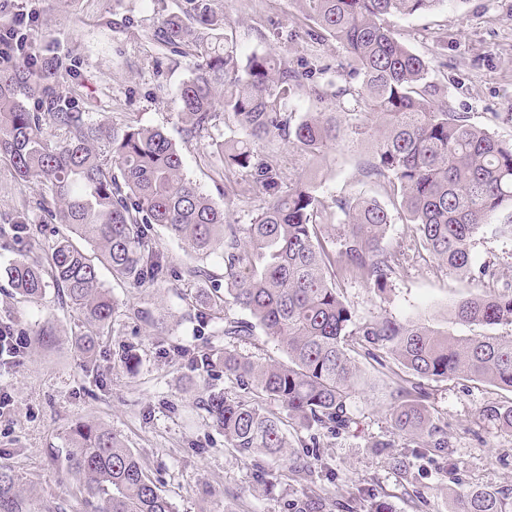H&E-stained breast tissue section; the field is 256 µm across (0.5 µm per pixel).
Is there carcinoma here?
Wrapping results in <instances>:
<instances>
[{"instance_id": "cac0c4a2", "label": "carcinoma", "mask_w": 512, "mask_h": 512, "mask_svg": "<svg viewBox=\"0 0 512 512\" xmlns=\"http://www.w3.org/2000/svg\"><path fill=\"white\" fill-rule=\"evenodd\" d=\"M295 2L313 23L309 38L329 36L342 45L336 75L313 83L274 47L241 58L224 32V18L206 0H195L197 26L173 15L159 32L164 46L194 60L176 99L186 132L209 131L218 105L241 132L230 142H215L217 175L226 181L238 171L250 182L261 207L248 224L236 223L229 206L213 202L186 177L162 130L94 124L76 98L54 95L53 83L69 68L54 41L36 53L17 52L0 68V156L9 158L19 179L48 189L56 201L54 221L98 252L94 261L62 236L47 263L22 257L9 264L8 282L29 299L50 286L62 290L83 317L79 342L86 349L116 310L97 263L134 287L177 280L180 272L155 245L156 226L200 261L219 255L224 286L214 288L212 299L251 317H223L224 335L242 339L260 329L287 355L285 362L259 364L224 351V376L244 395L209 390L198 402L246 458L292 457L280 419L263 406L267 399L307 428L332 435L350 428V398L360 374L349 336L358 337L369 357L391 355L409 376L466 377L512 392L511 335L457 337L389 316L357 322L335 283L339 270L377 294L387 290L402 269L384 244L391 207L414 225L415 245L437 265L481 283L494 273L486 264L473 267L474 239L488 232L512 238V220L494 221L504 204H512V144L437 102L440 88L428 81L425 60L384 24L388 16L430 12L446 0ZM344 75L359 82L341 85ZM304 96L332 103L336 111L298 115L294 103ZM346 130L373 137L365 173L383 185L389 204L366 197L346 201L338 205L346 220L335 225L314 179L299 176L282 190L286 176L277 157L257 147L278 137L322 158ZM29 225L28 212L16 213L9 223L13 238H23ZM325 229L331 231L328 243ZM451 316L464 324L512 326V285L479 290L459 301ZM406 383L393 373L392 434L418 447H448V431L410 398ZM480 414L512 433V404L489 403ZM54 454L82 477L81 491L94 512H176L130 449L100 424L75 422ZM0 512H28L15 475L1 468ZM285 512H325V504L297 498L285 503ZM454 512L505 510L497 494L473 490L455 496Z\"/></svg>"}]
</instances>
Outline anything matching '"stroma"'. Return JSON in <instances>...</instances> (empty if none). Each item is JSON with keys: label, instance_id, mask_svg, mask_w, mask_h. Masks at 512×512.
<instances>
[{"label": "stroma", "instance_id": "35a3bbf8", "mask_svg": "<svg viewBox=\"0 0 512 512\" xmlns=\"http://www.w3.org/2000/svg\"><path fill=\"white\" fill-rule=\"evenodd\" d=\"M226 19L225 30L241 55L269 46L313 65L336 67L341 44L327 38L310 41L296 0H208ZM11 11L36 15L34 39L52 33L71 71L57 87H77L80 109L95 123L162 129L183 161L184 174L215 202L224 200L217 178L218 156L210 136H188L175 99L190 76V59L173 54L158 39L171 14L189 17V0H9ZM394 36L429 66V79L454 112L468 113L473 125L512 143V0H448L434 11L386 20ZM286 172L315 178L329 206L367 196L385 201L382 187L364 167L372 143L345 136L326 159L313 158L275 141ZM38 188L20 181L0 156V224L19 207L32 222L23 241L0 236V323L23 330L29 346L19 361L0 357V388L12 404L0 413V467L12 470L34 512H92L78 478L54 461L50 448L60 443L75 421L91 420L117 433L178 512H282L286 500L317 495L325 512H366L370 499L388 501L393 512H452L455 493L485 489L512 495V435L482 419L490 402L512 393L483 382L451 377L422 380L421 399L435 423L448 431L445 448L415 447L396 439L394 447L374 449L390 431L391 357L382 362L360 358L363 381L354 390L350 429L333 436L286 421L293 451L317 445L321 464L295 471L289 461L258 455L243 457L224 442L196 405L206 389L236 392L224 375L221 358L231 349L252 360L282 361L286 355L263 332L230 341L221 321L195 319L189 301L206 300L212 277L224 274L219 258L206 262L212 276L188 275L195 261L163 228H156L159 249L182 276L167 284L132 287L100 268L104 288L119 308L93 352L75 343L81 322L62 302L56 288L36 300L10 286L4 268L24 255L43 257L63 225L38 208ZM413 225L393 215L385 243L404 250V270L386 293L375 294L361 280L337 276L336 286L356 320L379 315L420 319L456 336L512 334V326L492 328L456 323L450 312L476 286L453 271L436 267L427 252L414 246ZM475 264L493 263L494 285L512 283V241L492 235L472 243ZM136 350L139 360L126 368L120 356ZM210 354L213 364L200 375L192 360ZM410 460L396 469L394 457Z\"/></svg>", "mask_w": 512, "mask_h": 512}]
</instances>
